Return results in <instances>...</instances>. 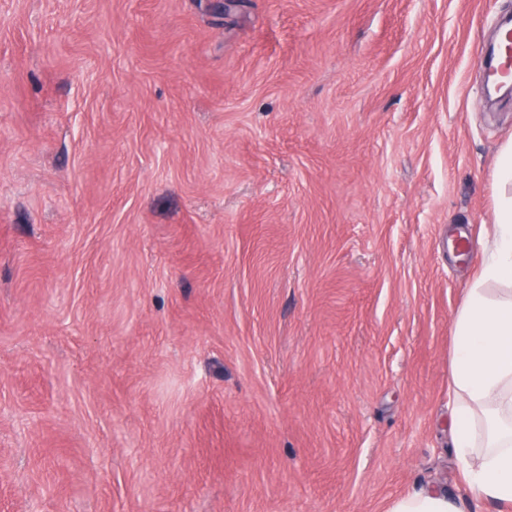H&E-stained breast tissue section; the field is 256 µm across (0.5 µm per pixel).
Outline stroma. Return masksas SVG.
Masks as SVG:
<instances>
[{
    "label": "stroma",
    "instance_id": "obj_1",
    "mask_svg": "<svg viewBox=\"0 0 512 512\" xmlns=\"http://www.w3.org/2000/svg\"><path fill=\"white\" fill-rule=\"evenodd\" d=\"M503 14L0 0V512H512L448 389ZM389 512H461L448 496L439 492L414 493L396 501Z\"/></svg>",
    "mask_w": 512,
    "mask_h": 512
}]
</instances>
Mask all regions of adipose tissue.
I'll use <instances>...</instances> for the list:
<instances>
[{
    "label": "adipose tissue",
    "instance_id": "obj_1",
    "mask_svg": "<svg viewBox=\"0 0 512 512\" xmlns=\"http://www.w3.org/2000/svg\"><path fill=\"white\" fill-rule=\"evenodd\" d=\"M493 178V239L454 319L451 436L473 497L512 503V141Z\"/></svg>",
    "mask_w": 512,
    "mask_h": 512
}]
</instances>
